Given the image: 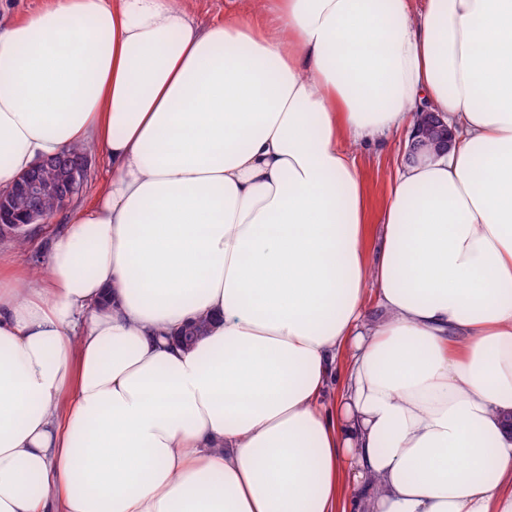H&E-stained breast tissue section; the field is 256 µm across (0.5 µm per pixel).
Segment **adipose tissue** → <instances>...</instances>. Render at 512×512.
<instances>
[{
    "instance_id": "1",
    "label": "adipose tissue",
    "mask_w": 512,
    "mask_h": 512,
    "mask_svg": "<svg viewBox=\"0 0 512 512\" xmlns=\"http://www.w3.org/2000/svg\"><path fill=\"white\" fill-rule=\"evenodd\" d=\"M187 3L0 25V191L112 167L0 245V512H512V0ZM424 109L368 259L356 147ZM87 155L88 150L86 148L74 147L62 152L57 157L60 159L62 156L63 163L67 165L70 162L85 158ZM89 163L90 177L88 179L87 189L80 199V202L83 204L91 202L92 198L100 188L101 182L112 173V167L105 156L99 151H93L89 153L87 159L65 167L62 179L49 189L57 198L60 208H66L75 198L81 195L87 181ZM57 201L53 198H46L42 201V213L46 222L59 210ZM26 222L27 224H43L42 236L38 237L35 232L28 235V247L23 253L25 260L33 261L44 257L47 248L46 237L61 225L62 218L61 215H57L54 216L49 223L44 224L40 220L38 210L31 209L28 210ZM47 164L48 162L39 165L21 178H18L11 190L28 193L35 196L45 191L47 188L41 183V173L43 168V176L46 180L49 181H55L59 179L62 172V169L59 167H46Z\"/></svg>"
}]
</instances>
